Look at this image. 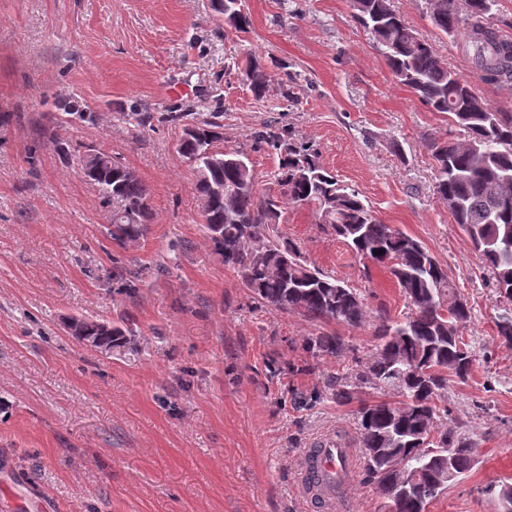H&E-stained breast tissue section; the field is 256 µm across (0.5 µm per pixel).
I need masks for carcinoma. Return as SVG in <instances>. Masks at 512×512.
<instances>
[{
  "mask_svg": "<svg viewBox=\"0 0 512 512\" xmlns=\"http://www.w3.org/2000/svg\"><path fill=\"white\" fill-rule=\"evenodd\" d=\"M224 21L237 32L249 27L241 0H217ZM430 17L443 34L462 38L479 78L489 84L512 81V41L494 23L499 0H430ZM354 17L375 36L395 80L431 112L448 114L464 138L431 145L440 196L453 203L449 213L482 256L493 285L507 304L495 326L502 343L512 346V113L500 112L445 66L432 45L408 27L391 0H352ZM255 96L265 93L267 74L255 61L247 70ZM189 112H165L161 121L182 126L180 153L193 168L212 160L209 178H197L204 233L224 266L271 312L299 314L316 322L359 327L369 314L359 292L310 265L300 247L274 234L286 204H310L318 223L332 230L356 256L382 268L401 288L410 313L401 321L377 316L378 350L366 370L350 384L334 377L337 400L352 402L362 389L394 390L402 400L361 403L360 443L368 481L378 484L389 512H426L448 486L471 471L472 443L448 428V409L440 392L453 378L470 377L474 355L460 335L471 307L444 267L414 237L383 223L358 190L340 181L320 162L317 151L285 129L254 133V141L278 159L279 195H260L248 155L242 149H216L222 125L192 122ZM210 148L211 156L202 150ZM85 176L112 203L107 233L123 246L143 235L151 223V189L124 163L104 151L84 158ZM224 185V194L212 186ZM77 338L96 336L100 348L122 345L123 332L93 317L68 324ZM314 357L340 358L345 337L323 333L308 338ZM411 482L398 486L396 474Z\"/></svg>",
  "mask_w": 512,
  "mask_h": 512,
  "instance_id": "1",
  "label": "carcinoma"
}]
</instances>
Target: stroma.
<instances>
[{"label": "stroma", "instance_id": "stroma-1", "mask_svg": "<svg viewBox=\"0 0 512 512\" xmlns=\"http://www.w3.org/2000/svg\"><path fill=\"white\" fill-rule=\"evenodd\" d=\"M247 33L213 0H0V512H318L298 493L304 449L335 435L361 454L358 402L327 388L354 380L378 348L374 322L351 328L269 311L202 233L196 173L180 126L138 127L128 113L220 114L224 150L246 149L259 193H277L278 158L253 146L266 126L313 143L384 223L417 238L472 307L467 381L449 380L448 426L475 465L428 512H498L512 483V347L490 273L436 192L430 145L458 136L393 78L350 0H242ZM394 9L457 76L512 113V85L479 80L457 38L438 34L424 0ZM269 75L263 97L248 59ZM91 114L68 121L65 106ZM105 151L152 190L147 234L126 248L112 208L84 178ZM277 231L312 265L399 321L407 301L316 222L285 206ZM122 254L135 291L112 275ZM89 316L126 342L104 351L68 333ZM346 337L315 358L308 337ZM335 512H388L362 465L336 488Z\"/></svg>", "mask_w": 512, "mask_h": 512}]
</instances>
